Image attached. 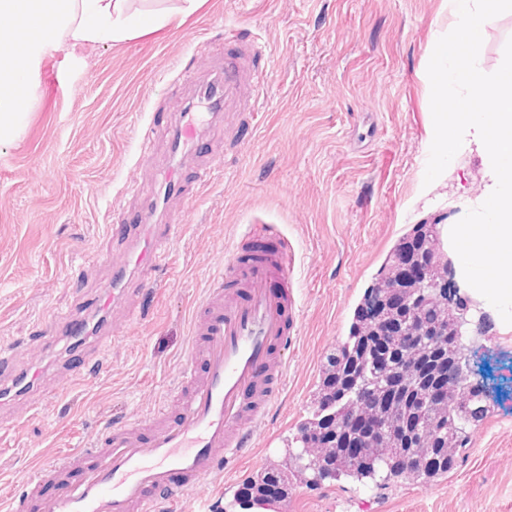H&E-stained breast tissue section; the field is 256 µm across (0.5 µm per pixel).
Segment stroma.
Here are the masks:
<instances>
[{
    "mask_svg": "<svg viewBox=\"0 0 512 512\" xmlns=\"http://www.w3.org/2000/svg\"><path fill=\"white\" fill-rule=\"evenodd\" d=\"M445 0H206L180 27L121 43L67 45L47 53L31 107L0 145V349L42 370L56 391L34 394L13 426L0 405V504L57 455L88 448L116 422L153 416L180 381L195 301L224 271L248 225L269 224L295 251L297 341L286 357L279 408L255 436L253 457L230 469L207 502L186 495L180 512H219L248 480L281 464L310 410L326 357L346 338L356 307L400 238L477 201L484 173L460 152L433 183L424 175L431 85L427 66L448 31ZM250 29L269 55L247 69L236 105L195 157L221 168L165 213L184 221L164 266L146 271L155 297L108 308L124 329L94 375L65 378L64 345L43 348L58 316L89 312L127 251L122 226L155 192L169 165L165 130L203 70L224 62V30ZM512 11L496 17L478 56L501 65ZM471 361L494 358L506 390L469 430L459 466L432 483L385 487L351 479L290 484L286 506L266 512H512V330L489 321Z\"/></svg>",
    "mask_w": 512,
    "mask_h": 512,
    "instance_id": "35a3bbf8",
    "label": "stroma"
}]
</instances>
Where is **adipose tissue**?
<instances>
[{"label": "adipose tissue", "instance_id": "obj_1", "mask_svg": "<svg viewBox=\"0 0 512 512\" xmlns=\"http://www.w3.org/2000/svg\"><path fill=\"white\" fill-rule=\"evenodd\" d=\"M147 10L132 0H0V143L27 114L29 91L41 58L67 43H119L171 24L183 23L204 0H152Z\"/></svg>", "mask_w": 512, "mask_h": 512}]
</instances>
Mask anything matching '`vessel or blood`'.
<instances>
[{
  "label": "vessel or blood",
  "mask_w": 512,
  "mask_h": 512,
  "mask_svg": "<svg viewBox=\"0 0 512 512\" xmlns=\"http://www.w3.org/2000/svg\"><path fill=\"white\" fill-rule=\"evenodd\" d=\"M260 52L241 29L225 30L224 70L197 93L205 111L182 112L172 132L174 159L162 177L166 191H178L188 181L210 182L214 167L195 168L185 158L197 153L207 127L236 99L244 54ZM157 212V201L150 200L138 213L139 230L127 258L112 268L109 301L127 294L137 269L164 262L165 246L180 226L159 221ZM294 267L287 238L267 225H249L235 242L223 274L194 307L188 361L172 396L175 418L162 408L147 422L108 426L94 448L68 452L41 469L30 486L72 467L79 471L62 494L45 502L44 512H153L187 493L206 495L213 480L251 454L255 434L285 386L287 361L281 352L294 332ZM115 333L107 327L84 341L80 360L66 363V370L73 375L92 372L101 346ZM40 378L0 353V386L32 387Z\"/></svg>",
  "instance_id": "1"
}]
</instances>
